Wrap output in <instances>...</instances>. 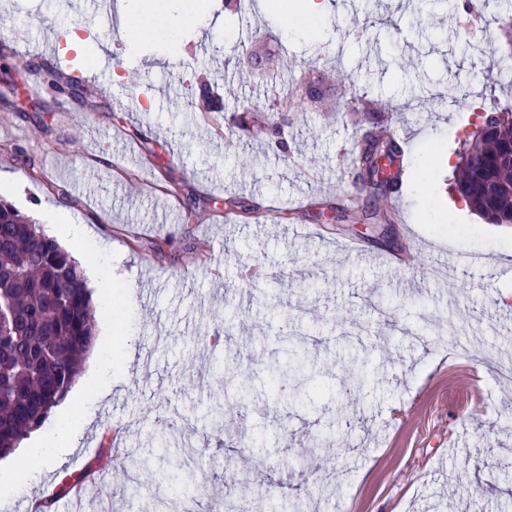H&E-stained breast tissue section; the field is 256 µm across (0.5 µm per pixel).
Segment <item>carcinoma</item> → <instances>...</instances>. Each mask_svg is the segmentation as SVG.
Wrapping results in <instances>:
<instances>
[{
	"label": "carcinoma",
	"instance_id": "obj_1",
	"mask_svg": "<svg viewBox=\"0 0 512 512\" xmlns=\"http://www.w3.org/2000/svg\"><path fill=\"white\" fill-rule=\"evenodd\" d=\"M76 58L48 71L52 82L75 93L84 78ZM485 133L468 142L458 164L455 190L476 212L497 224L512 221V108L494 106L483 116ZM359 150L355 181L372 182L376 158L397 146L368 137ZM96 342L92 294L77 259L12 203L0 199V456L19 447L64 401ZM307 359L292 348L278 373L305 370ZM200 420L224 430V400L215 397ZM154 482L194 490L195 474L171 459L154 471Z\"/></svg>",
	"mask_w": 512,
	"mask_h": 512
}]
</instances>
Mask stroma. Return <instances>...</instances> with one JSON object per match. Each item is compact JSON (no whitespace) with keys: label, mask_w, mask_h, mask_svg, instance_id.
Listing matches in <instances>:
<instances>
[{"label":"stroma","mask_w":512,"mask_h":512,"mask_svg":"<svg viewBox=\"0 0 512 512\" xmlns=\"http://www.w3.org/2000/svg\"><path fill=\"white\" fill-rule=\"evenodd\" d=\"M335 0L307 21L298 0H147L171 20L194 18L128 44L120 22L62 0H10L0 10V176L23 214L63 207L89 225L97 243L72 244L84 265L111 260L125 287L112 347L126 367L95 375L77 398L92 424L74 435L66 467L107 461L111 449L146 447L156 419L192 417L223 397L224 445L252 468L262 496L241 497L243 512H270L282 494L302 496L306 512H512V329L492 316L512 290V224H489L453 190L459 151L486 99L512 105L500 79L506 55L498 0L469 19L446 0ZM83 30L87 95L64 97L34 53L43 19ZM113 65L99 72L100 58ZM325 75L330 112L285 111L311 68ZM255 135L239 143L223 113L200 111L203 81ZM133 89L125 110L116 95ZM397 127L412 146L410 168L431 152L448 156L428 183L407 179L398 224L347 214L357 191L349 173L371 124ZM109 156L98 166V156ZM236 207L227 208L226 199ZM359 243L348 254L344 241ZM483 254V267L468 256ZM224 337L193 349L202 334ZM312 365L311 405L266 397L247 411L226 355L262 385L286 340ZM329 440L320 468L299 453ZM23 450L0 462V504L29 500L55 485V467ZM32 472L29 486L11 473ZM95 501L113 512H151L156 488L126 497L119 468Z\"/></svg>","instance_id":"35a3bbf8"}]
</instances>
